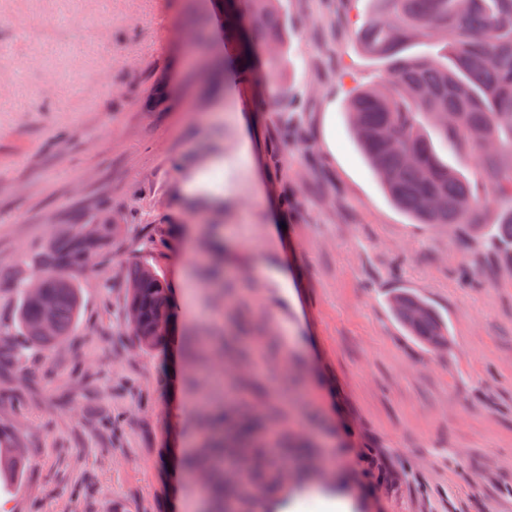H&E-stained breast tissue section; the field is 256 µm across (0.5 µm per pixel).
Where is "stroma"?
<instances>
[{
    "label": "stroma",
    "mask_w": 512,
    "mask_h": 512,
    "mask_svg": "<svg viewBox=\"0 0 512 512\" xmlns=\"http://www.w3.org/2000/svg\"><path fill=\"white\" fill-rule=\"evenodd\" d=\"M281 7L288 60H257L256 83L209 66L224 0H0V325L58 225L122 219L107 262L77 280L69 339L0 363V423L27 458L0 512H208L180 467L224 409L180 349L197 332L261 345L248 392L311 452L255 512H512V252L487 246L505 206L451 229L398 210L346 116L349 90L379 80L357 8ZM191 15L206 32L194 50ZM135 260L176 309L161 351L124 325ZM402 288L444 318L445 346L406 336L389 306Z\"/></svg>",
    "instance_id": "1"
}]
</instances>
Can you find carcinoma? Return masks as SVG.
I'll use <instances>...</instances> for the list:
<instances>
[{"mask_svg":"<svg viewBox=\"0 0 512 512\" xmlns=\"http://www.w3.org/2000/svg\"><path fill=\"white\" fill-rule=\"evenodd\" d=\"M280 0H249L245 11L225 5L224 35L242 65L268 53L269 69L288 55V26ZM356 40L383 62V84L352 91L348 115L352 133L390 200L421 224H469L490 197L512 204V0H365ZM415 44L428 50L410 52ZM451 149L475 157L486 171L482 191L438 153L431 135ZM112 220L71 224L26 258L44 288L38 298L21 291L15 329H0L18 359L36 349L49 354L74 329L82 309L77 277L89 271V259L108 258ZM512 251V207L490 238ZM150 263L125 269L124 311L136 307L131 333L149 328L172 313L168 287ZM398 322L420 344L437 348L447 328L417 295L399 290L389 299ZM419 308L423 314L414 315ZM51 316L54 335L34 336L30 329ZM262 418L239 402L224 413L223 436L199 448L190 470L210 474L217 512H251L269 480L281 478L287 449L277 448L262 431ZM19 439L0 424V482L22 481L26 461L14 449Z\"/></svg>","mask_w":512,"mask_h":512,"instance_id":"cac0c4a2","label":"carcinoma"}]
</instances>
